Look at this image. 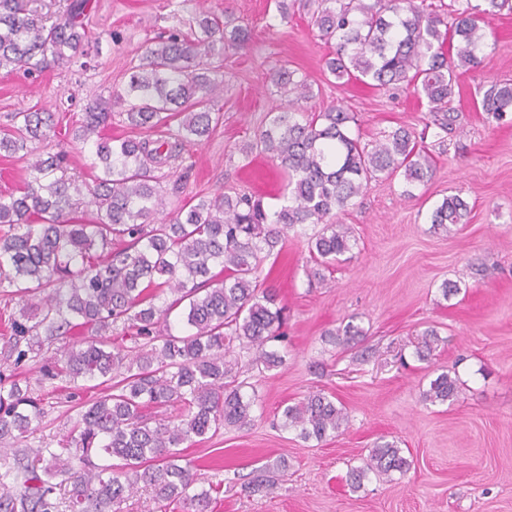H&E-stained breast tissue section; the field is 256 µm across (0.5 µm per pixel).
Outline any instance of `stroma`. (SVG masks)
Returning a JSON list of instances; mask_svg holds the SVG:
<instances>
[{
	"label": "stroma",
	"mask_w": 512,
	"mask_h": 512,
	"mask_svg": "<svg viewBox=\"0 0 512 512\" xmlns=\"http://www.w3.org/2000/svg\"><path fill=\"white\" fill-rule=\"evenodd\" d=\"M91 2L84 64H52L36 76L0 70V127L17 112L56 113L58 133L33 143L32 152L64 153L69 172L83 180L95 172L70 126L82 121L88 103L124 85L146 42L188 31L203 5L246 27L250 40L226 48L221 58V123L160 171L171 206L239 189L278 206V161L245 155L244 148L271 113L288 108L269 80L282 65L308 79L309 107L334 104L353 113L349 130L362 142L400 127L424 136L431 121L426 101L410 91L329 76L324 60L332 46L312 29L307 11L283 23L274 0ZM113 31L119 42L110 39ZM485 32L489 63L462 77L452 103L458 136L444 146L424 137L434 158L431 181L411 185L384 174L372 181L338 217L355 237L324 280L305 273L311 224L287 231L276 261H264L265 284L284 308L286 338L274 348L285 363L259 368L252 351L237 350L244 390L255 397L253 425L182 445L198 486L217 489L209 512H512V114L498 121L481 110L484 91L512 79V12L489 17ZM451 194L468 202L470 214L448 232L431 224L430 215ZM447 281L459 287L448 297L442 292ZM347 321L364 329V339L335 344L333 331ZM428 328L440 342L422 360L416 350ZM55 350L44 345L17 370L46 410L26 440L31 448L57 447L98 395L70 392L59 379L41 382L40 369ZM448 369L459 379L457 401L423 402V389ZM316 392L336 398L348 413L343 433L320 443L281 426L285 405ZM384 441L406 449L410 470L389 479L368 475L351 490L350 468L363 465L370 448ZM261 476L274 477V485L247 491Z\"/></svg>",
	"instance_id": "stroma-1"
}]
</instances>
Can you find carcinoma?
<instances>
[{"label":"carcinoma","mask_w":512,"mask_h":512,"mask_svg":"<svg viewBox=\"0 0 512 512\" xmlns=\"http://www.w3.org/2000/svg\"><path fill=\"white\" fill-rule=\"evenodd\" d=\"M489 8L459 4L443 16L415 0H317L311 25L336 49L325 59L332 76L384 89L402 85L426 99L440 142L457 132L451 107L459 78L488 64L482 54L485 18L512 0H485ZM90 0H73L47 23L25 0H0V70L42 71L51 56L66 65L85 55L83 25ZM248 41L247 29L205 8L187 33L147 45L124 87L93 101L74 139L91 145L92 183L67 174L63 157H38L20 189L0 194V293L24 302L9 334L0 336V445L12 447L15 465L0 473V512H120L139 487L161 506L208 512L211 490H197L178 447L206 439L225 426L253 422L250 398L238 381L237 347L255 350L254 362L279 367L266 350L280 341L284 310L263 287L262 263L283 245L288 230L322 228L309 238L313 266L324 278L350 249L352 228L334 221L380 174L409 183L433 173V159L409 131L398 128L374 146L349 133L354 116L330 105L319 112H279L256 133V146L276 159L287 179L277 209L252 193H217L167 209L158 170L191 142L208 138L222 119L217 98L224 75L212 59L227 45ZM271 84L295 105L313 98L307 80L281 66ZM495 119L512 112V82L495 84L481 100ZM160 138L112 139L101 134L112 113ZM178 121L177 130L170 129ZM55 114L17 112L0 129V152L56 132ZM93 218H83L87 208ZM469 205L443 199L431 223L444 229L466 223ZM125 243L112 249V243ZM189 330L172 332L170 317ZM348 345L364 336L353 322L337 328ZM63 340L41 380L65 379L75 388L97 379L111 392L94 399L58 448H21L43 411V398L21 385L9 368L20 366L44 342ZM458 378L443 371L422 392L431 404L458 398ZM178 406L175 417L152 422L151 407ZM347 411L318 392L287 405L283 426L318 442L336 436ZM411 462L395 442L370 450L348 472L352 489L367 474H407ZM64 491V499L57 498Z\"/></svg>","instance_id":"cac0c4a2"}]
</instances>
